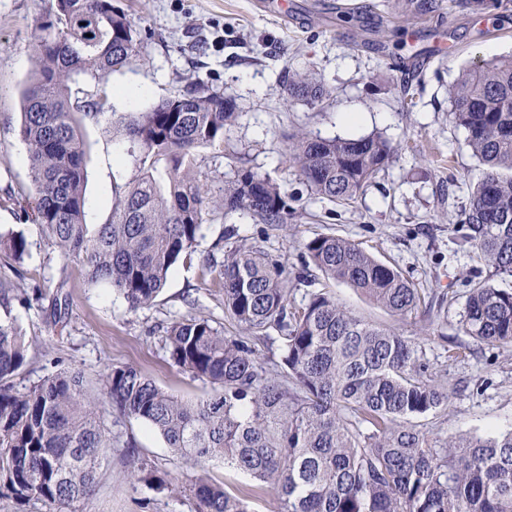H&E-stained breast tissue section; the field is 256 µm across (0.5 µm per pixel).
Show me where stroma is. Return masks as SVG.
I'll list each match as a JSON object with an SVG mask.
<instances>
[{"instance_id":"obj_1","label":"stroma","mask_w":512,"mask_h":512,"mask_svg":"<svg viewBox=\"0 0 512 512\" xmlns=\"http://www.w3.org/2000/svg\"><path fill=\"white\" fill-rule=\"evenodd\" d=\"M115 2L151 37L140 61L108 82L145 88V95L127 107L112 101V111L144 110L203 80L238 106L223 147L199 155L203 180L216 191L249 169L276 182L295 210L278 229L241 213L204 225L197 255L220 259L231 248L257 244L298 273L307 260L303 245L317 235L358 244L425 298H445L443 306L424 305L400 317L346 284L331 288L349 311L420 346L440 383L460 387L445 410L423 419L428 438L512 430V348L488 347L461 329L470 282L489 270L457 245L460 209L486 169L472 156L448 100L449 86L472 64L512 57V0H490L480 13L449 5L439 16L417 13L407 0H288L285 21L262 0ZM54 6L55 0H0V231H23L29 244L23 266L0 255V280L15 285L8 306L0 305V320L14 322L35 343L14 383L22 388L60 369L78 372L104 411L117 443L77 512H194L190 487L202 472L231 493L251 491L252 512H279L273 488L220 461L202 471L176 459L159 434L121 414L104 394L105 373L121 365L184 399L205 392L203 382L170 361L168 327L203 315L225 335L243 331L225 316L223 295L204 283L198 265L178 262L155 302L133 311L111 289L89 285L77 263L64 260L35 223L20 218L35 197L27 147L18 136L21 91L34 69L36 27ZM302 72L322 80L324 105L282 99L281 82ZM347 112L359 113L360 122L344 124ZM300 132L321 138L379 133L394 155L353 203H334L314 195L289 161V143ZM81 135L86 221L104 224L125 143L105 118L86 121ZM56 288L66 305L37 296ZM452 346L462 353L455 361L448 358ZM129 447L144 466L168 475L169 489L127 480Z\"/></svg>"}]
</instances>
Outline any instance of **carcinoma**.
<instances>
[{"label": "carcinoma", "mask_w": 512, "mask_h": 512, "mask_svg": "<svg viewBox=\"0 0 512 512\" xmlns=\"http://www.w3.org/2000/svg\"><path fill=\"white\" fill-rule=\"evenodd\" d=\"M147 38L112 0H55L36 29L19 127L35 221L48 243L76 261L89 284L109 286L134 311L155 301L179 260H192L203 224L240 211L281 227L294 215L288 193L250 170L217 193L201 182L199 151L224 143L237 106L196 81L140 112L112 113V134L129 142L118 162L132 176L113 184L111 219L86 223L80 127L105 113L106 78L140 61ZM78 77L101 87L74 103ZM281 95L313 104L326 90L296 73ZM448 95L467 146L487 167L460 213L461 245L491 276L512 279V59L467 70ZM289 157L315 195L348 203L388 163L391 146L380 134H302ZM304 249L327 282L347 284L396 315L422 303L411 281L350 240L318 235ZM0 253L23 262L24 233L1 232ZM201 270L224 294V313L251 336H226L205 316L170 325V360L208 391L179 398L132 366H114L104 378L109 400L177 456L199 466L222 460L274 485L281 512H512V431L430 443L416 419L447 407L450 393L435 383L418 346L351 313L328 290L295 304L287 263L260 246L229 251L219 267L205 257ZM461 325L481 343L511 347L512 288L475 283ZM271 329L282 351L275 370L254 347ZM31 346L18 327L0 322V490L64 512L93 491L112 453V430L80 374L60 371L14 387ZM126 478L167 486L133 453ZM190 492L195 512H250L246 495L204 476Z\"/></svg>", "instance_id": "carcinoma-1"}]
</instances>
